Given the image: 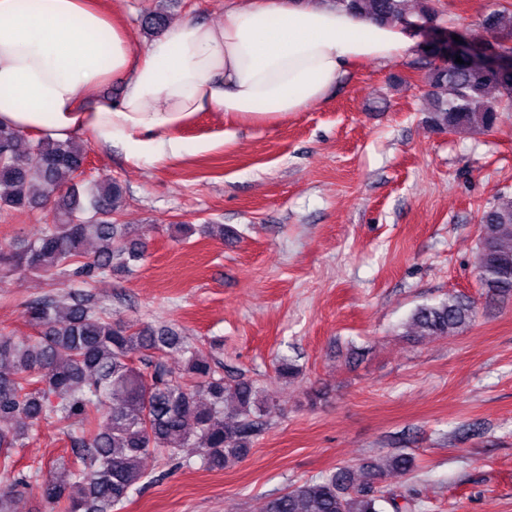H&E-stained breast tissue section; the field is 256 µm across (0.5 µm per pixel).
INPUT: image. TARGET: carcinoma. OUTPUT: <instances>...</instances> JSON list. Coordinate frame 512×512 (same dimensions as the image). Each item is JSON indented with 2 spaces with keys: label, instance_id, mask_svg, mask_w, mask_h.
<instances>
[{
  "label": "carcinoma",
  "instance_id": "cac0c4a2",
  "mask_svg": "<svg viewBox=\"0 0 512 512\" xmlns=\"http://www.w3.org/2000/svg\"><path fill=\"white\" fill-rule=\"evenodd\" d=\"M347 11L380 22L405 17V0H330ZM167 27V15L151 11L142 19L145 34ZM471 41L460 38L455 59L431 64L425 95L432 100L427 122L441 133L474 129L491 132L512 109V68L494 69L478 61ZM87 159L78 141L29 139L0 125V208L17 211L50 207L53 223L33 241L0 246V270L62 274L87 284L105 275L131 273L143 259L145 234L113 216L126 203L127 190L112 177L79 189L77 178ZM91 240L101 243L94 254ZM476 271L491 297H512V197H502L480 218ZM34 336L0 332V512L15 503L30 483L15 473L16 449L34 426L54 420L82 425L71 455L52 463L39 493L51 512H111L146 476L150 449L176 453L201 450L204 467L222 470L247 456L260 434L273 398L254 382L224 378L200 348L168 326L133 328L114 322L92 295L77 288L47 295L23 307ZM474 301L450 296L418 307L408 322L410 336L457 335L475 321ZM182 357L174 370L164 360ZM276 373L293 381L301 374L296 360H278ZM414 457L397 453L371 465L370 477L404 475ZM413 512L416 504L358 483L338 469L270 497L263 512Z\"/></svg>",
  "mask_w": 512,
  "mask_h": 512
}]
</instances>
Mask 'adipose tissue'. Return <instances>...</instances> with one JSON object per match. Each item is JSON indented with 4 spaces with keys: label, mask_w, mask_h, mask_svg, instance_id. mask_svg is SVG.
<instances>
[{
    "label": "adipose tissue",
    "mask_w": 512,
    "mask_h": 512,
    "mask_svg": "<svg viewBox=\"0 0 512 512\" xmlns=\"http://www.w3.org/2000/svg\"><path fill=\"white\" fill-rule=\"evenodd\" d=\"M414 45L404 22L320 0H249L223 24L186 19L138 49L95 0H0V122L158 161L185 152L171 133L197 113L271 125L322 99L346 67ZM111 82L120 97L96 102Z\"/></svg>",
    "instance_id": "ef3b65f1"
}]
</instances>
